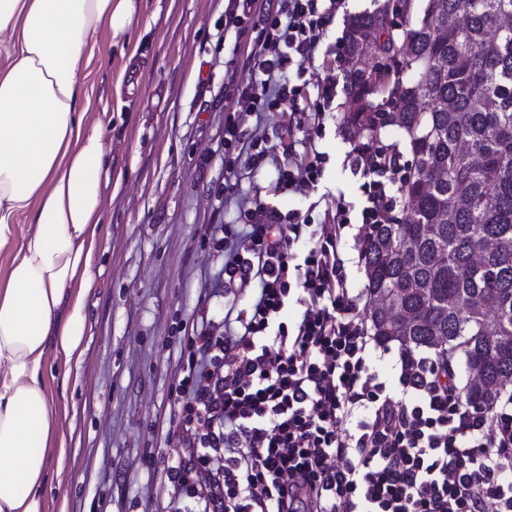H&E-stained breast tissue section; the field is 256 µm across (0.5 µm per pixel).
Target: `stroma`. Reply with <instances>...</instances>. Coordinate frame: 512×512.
Instances as JSON below:
<instances>
[{"label":"stroma","mask_w":512,"mask_h":512,"mask_svg":"<svg viewBox=\"0 0 512 512\" xmlns=\"http://www.w3.org/2000/svg\"><path fill=\"white\" fill-rule=\"evenodd\" d=\"M228 0H145L133 28L102 37L88 66L90 116L105 128L107 163L119 175L102 203V231L87 291L81 360L49 353L46 386L61 411L62 457H50L42 512H162L171 496L160 433L174 411L178 324L201 309L219 277L203 226L225 211L211 188L224 181V85L248 80L245 54L224 33ZM337 95L320 151L329 162L311 197L283 195L281 209L360 208L346 158L363 138ZM318 208H311V201Z\"/></svg>","instance_id":"35a3bbf8"}]
</instances>
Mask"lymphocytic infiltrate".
Returning <instances> with one entry per match:
<instances>
[{
	"instance_id": "obj_1",
	"label": "lymphocytic infiltrate",
	"mask_w": 512,
	"mask_h": 512,
	"mask_svg": "<svg viewBox=\"0 0 512 512\" xmlns=\"http://www.w3.org/2000/svg\"><path fill=\"white\" fill-rule=\"evenodd\" d=\"M341 6L229 0L224 11L225 29L253 35L249 80L224 86V152L253 171L273 165L275 177L242 202L238 223L207 230L223 259L224 317L179 327L171 512H512V411L464 408L446 360L402 349L390 396L339 250L349 206L317 222L275 203L310 196L329 161L317 141L338 82L303 78ZM283 110L287 141L242 134L252 114ZM399 162L354 149L358 242L393 211Z\"/></svg>"
}]
</instances>
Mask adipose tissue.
<instances>
[{
	"label": "adipose tissue",
	"mask_w": 512,
	"mask_h": 512,
	"mask_svg": "<svg viewBox=\"0 0 512 512\" xmlns=\"http://www.w3.org/2000/svg\"><path fill=\"white\" fill-rule=\"evenodd\" d=\"M139 0H0V512H39L60 414L48 349L82 355L105 131L88 119L87 65L102 35L136 23ZM28 226L17 232L18 219Z\"/></svg>",
	"instance_id": "ef3b65f1"
}]
</instances>
